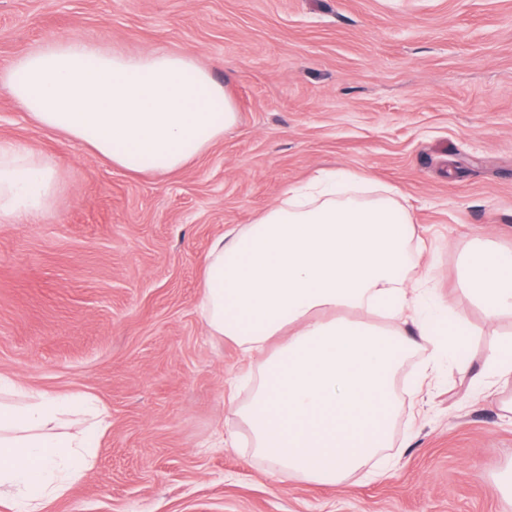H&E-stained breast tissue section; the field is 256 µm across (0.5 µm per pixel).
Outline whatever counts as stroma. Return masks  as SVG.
<instances>
[{
	"label": "stroma",
	"mask_w": 512,
	"mask_h": 512,
	"mask_svg": "<svg viewBox=\"0 0 512 512\" xmlns=\"http://www.w3.org/2000/svg\"><path fill=\"white\" fill-rule=\"evenodd\" d=\"M189 53L238 121L168 174L113 167L0 89V140L63 175L53 211L0 224V401L87 394L110 417L92 466L45 512H512V418L472 371L489 329L455 293L478 238L512 248V0H0V70L51 37ZM338 168L395 187L433 286L465 317L468 371L403 403L393 443L318 484L272 476L224 403L243 363L199 310L212 241ZM238 435L223 444L224 434Z\"/></svg>",
	"instance_id": "1"
}]
</instances>
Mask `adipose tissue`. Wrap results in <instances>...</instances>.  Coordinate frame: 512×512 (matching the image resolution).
Masks as SVG:
<instances>
[{
    "label": "adipose tissue",
    "mask_w": 512,
    "mask_h": 512,
    "mask_svg": "<svg viewBox=\"0 0 512 512\" xmlns=\"http://www.w3.org/2000/svg\"><path fill=\"white\" fill-rule=\"evenodd\" d=\"M0 87L40 126L140 172L181 168L237 123L233 100L190 54L132 56L78 36L23 55L0 71ZM216 101L223 113L213 112ZM346 179L331 171L289 187L254 223L218 236L202 268L203 319L250 364L248 399L231 380L224 402L284 479L334 482L361 470L390 445L404 362L425 354L424 387L451 356L424 312L432 269L399 192L381 187L359 199L344 191ZM61 188L44 156L0 141V224L36 222ZM457 279L489 324L512 318L511 250L477 241ZM473 380L482 392L512 383V338L490 350ZM89 407L49 395L0 404V503L44 512L66 494L104 425L51 427L64 411Z\"/></svg>",
    "instance_id": "ef3b65f1"
}]
</instances>
